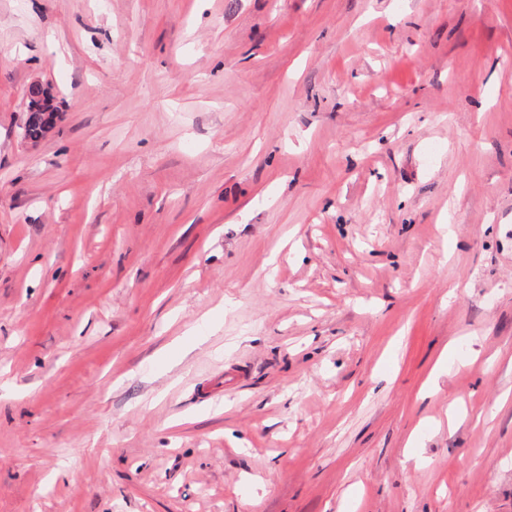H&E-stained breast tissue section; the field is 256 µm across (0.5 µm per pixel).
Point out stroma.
Here are the masks:
<instances>
[{
    "instance_id": "obj_1",
    "label": "stroma",
    "mask_w": 512,
    "mask_h": 512,
    "mask_svg": "<svg viewBox=\"0 0 512 512\" xmlns=\"http://www.w3.org/2000/svg\"><path fill=\"white\" fill-rule=\"evenodd\" d=\"M0 512H512V0H0ZM53 126L52 114L47 115L40 109L27 111L26 120L22 126V135L26 139L36 140L47 135Z\"/></svg>"
}]
</instances>
